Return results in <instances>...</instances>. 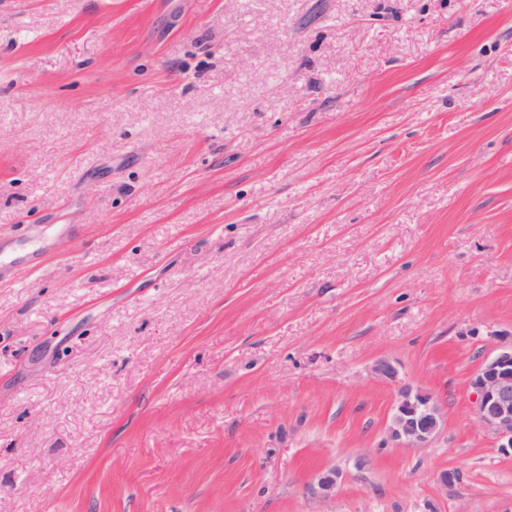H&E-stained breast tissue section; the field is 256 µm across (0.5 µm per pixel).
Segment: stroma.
Here are the masks:
<instances>
[{
  "instance_id": "35a3bbf8",
  "label": "stroma",
  "mask_w": 512,
  "mask_h": 512,
  "mask_svg": "<svg viewBox=\"0 0 512 512\" xmlns=\"http://www.w3.org/2000/svg\"><path fill=\"white\" fill-rule=\"evenodd\" d=\"M32 239L0 512H512L468 386L512 336V0H0V256ZM443 422L441 409L428 394L404 389L388 426V436L398 447L425 448Z\"/></svg>"
}]
</instances>
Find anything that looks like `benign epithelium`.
I'll return each mask as SVG.
<instances>
[{"instance_id":"7a95c632","label":"benign epithelium","mask_w":512,"mask_h":512,"mask_svg":"<svg viewBox=\"0 0 512 512\" xmlns=\"http://www.w3.org/2000/svg\"><path fill=\"white\" fill-rule=\"evenodd\" d=\"M470 387L477 424L495 436L502 452L512 454V338L500 340L472 374ZM442 422L441 409L430 395L407 388L400 393L388 436L399 447L424 448Z\"/></svg>"}]
</instances>
